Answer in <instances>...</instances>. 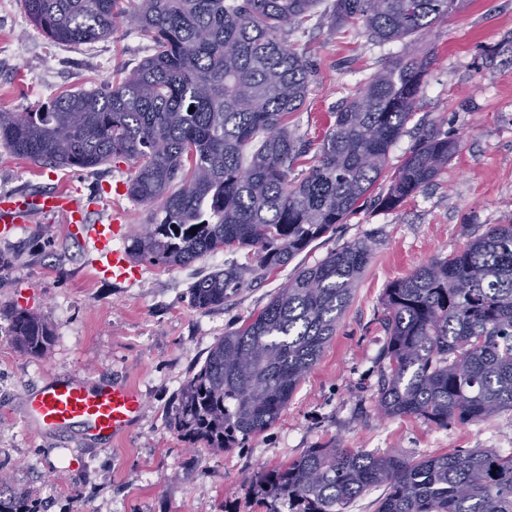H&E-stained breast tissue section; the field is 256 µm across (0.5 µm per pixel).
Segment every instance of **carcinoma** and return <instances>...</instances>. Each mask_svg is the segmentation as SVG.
Wrapping results in <instances>:
<instances>
[{
	"mask_svg": "<svg viewBox=\"0 0 512 512\" xmlns=\"http://www.w3.org/2000/svg\"><path fill=\"white\" fill-rule=\"evenodd\" d=\"M320 0H25L52 41L112 37L129 19L150 54L112 84L59 95L34 112H0V142L19 159L58 168L128 162L129 198L149 209L128 237L136 262L177 267L219 251H253L254 276L285 266L369 198L420 100L430 59L417 36L455 0H335L332 24L363 22L404 53L347 97L299 181L291 163L310 142L288 129L309 95V70L285 34ZM194 111H189V108ZM456 143L428 136L390 176L381 198L395 209L439 175ZM350 243L300 269L267 305L224 333L181 387L170 427L189 446L237 448L271 426L336 335L369 262ZM243 284L227 267L191 288L200 310ZM388 372L382 412L446 426L512 409V223L386 291ZM22 351L52 334L30 311L9 315ZM266 512H347L373 487L374 512H512V454L474 449L406 458L334 443L248 478ZM0 512H40L0 470Z\"/></svg>",
	"mask_w": 512,
	"mask_h": 512,
	"instance_id": "cac0c4a2",
	"label": "carcinoma"
}]
</instances>
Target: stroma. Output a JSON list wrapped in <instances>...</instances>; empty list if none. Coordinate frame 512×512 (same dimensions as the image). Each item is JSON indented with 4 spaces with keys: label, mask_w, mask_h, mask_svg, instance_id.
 Returning a JSON list of instances; mask_svg holds the SVG:
<instances>
[{
    "label": "stroma",
    "mask_w": 512,
    "mask_h": 512,
    "mask_svg": "<svg viewBox=\"0 0 512 512\" xmlns=\"http://www.w3.org/2000/svg\"><path fill=\"white\" fill-rule=\"evenodd\" d=\"M334 0L288 41L311 71L310 95L291 115L298 135L318 141L350 90L361 87L402 51L371 40L362 26L331 25ZM149 43L131 25L111 38L63 45L33 26L25 0H0V112H32L65 91L89 90L135 67ZM430 66L417 112L389 154L398 168L422 131L454 140L455 153L436 179L388 210L365 202L335 234L314 241L287 266L244 283L224 304L200 310L190 290L217 268L253 264L246 249L191 264H143L141 278L117 284L94 278L88 245L62 218L39 217L0 239V308L41 315L53 340L23 353L0 319V468L11 490L38 498L41 512H265L246 476L334 441L364 452L421 457L459 449L512 452V410L473 425H430L386 416L377 390L387 366L385 295L419 266L460 252L494 224L512 222V0H457V7L418 37ZM132 169L109 162L93 170H53L13 156L0 144V192L39 195L68 188L89 205L88 223L121 214L127 230L148 211L123 195ZM362 240L369 263L332 340L300 382L280 418L240 448L187 447L171 429L177 392L224 333L242 324L287 285L299 268ZM128 383L144 398L136 424L101 443L76 427L39 430L25 398L46 380Z\"/></svg>",
    "instance_id": "1"
}]
</instances>
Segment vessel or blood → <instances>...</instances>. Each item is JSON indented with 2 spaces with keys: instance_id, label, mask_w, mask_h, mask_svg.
I'll use <instances>...</instances> for the list:
<instances>
[{
  "instance_id": "obj_1",
  "label": "vessel or blood",
  "mask_w": 512,
  "mask_h": 512,
  "mask_svg": "<svg viewBox=\"0 0 512 512\" xmlns=\"http://www.w3.org/2000/svg\"><path fill=\"white\" fill-rule=\"evenodd\" d=\"M64 215L69 226L79 229L91 245L93 266L99 277L116 282H132L141 268L127 253L115 247L120 226L112 223L90 224L82 199L61 191L33 196L23 192L0 194V237L8 238L36 217ZM140 393L126 384L50 380L25 401L30 422L41 429L61 432L79 424L91 436L112 440L124 434L142 411Z\"/></svg>"
}]
</instances>
